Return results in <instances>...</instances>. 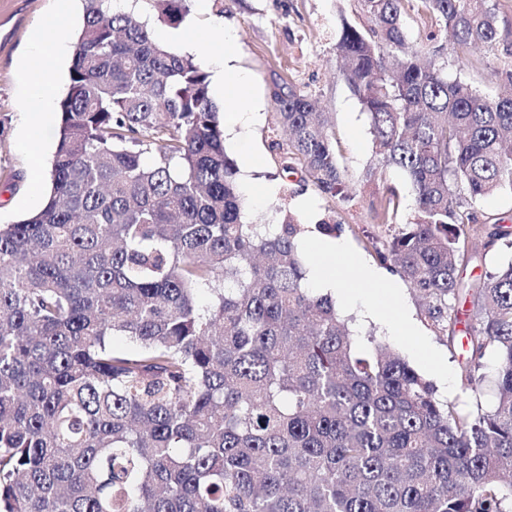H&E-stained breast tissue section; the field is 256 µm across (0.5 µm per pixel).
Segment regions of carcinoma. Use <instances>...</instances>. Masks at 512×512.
<instances>
[{
	"label": "carcinoma",
	"instance_id": "obj_1",
	"mask_svg": "<svg viewBox=\"0 0 512 512\" xmlns=\"http://www.w3.org/2000/svg\"><path fill=\"white\" fill-rule=\"evenodd\" d=\"M177 26L189 0H154ZM339 75L369 118L378 170L413 187L374 209L376 260L408 282L448 349L470 299L465 389L497 360V400L462 413L399 354L355 348L305 283L304 225L246 220L208 74L112 0H84L50 191L0 224V512H512V261L467 284L512 221V69L486 96L445 58L499 45L492 0H357ZM282 172L349 203L318 99L274 94ZM206 303L200 304V297ZM134 349L118 351L114 337ZM478 214L483 219L512 214V194L509 190L494 193L477 204Z\"/></svg>",
	"mask_w": 512,
	"mask_h": 512
}]
</instances>
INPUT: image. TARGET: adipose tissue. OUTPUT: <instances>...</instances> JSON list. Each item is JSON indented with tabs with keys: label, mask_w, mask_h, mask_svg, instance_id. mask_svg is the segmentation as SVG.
Masks as SVG:
<instances>
[{
	"label": "adipose tissue",
	"mask_w": 512,
	"mask_h": 512,
	"mask_svg": "<svg viewBox=\"0 0 512 512\" xmlns=\"http://www.w3.org/2000/svg\"><path fill=\"white\" fill-rule=\"evenodd\" d=\"M73 10V0H55L53 13L34 33L22 67L20 78L27 114L24 144L33 153L39 148L40 134L49 121L57 95L58 87L50 81L49 71L69 51L63 34L71 24ZM181 46L187 51L207 56L225 97L231 101L230 107L224 111V132L232 139L243 140L256 119V110L251 104L250 74L234 66L232 52L210 55L206 39L189 35L183 38ZM318 250L322 261L317 269V281L329 290L343 289L344 272L353 264L343 244L324 243Z\"/></svg>",
	"instance_id": "adipose-tissue-1"
}]
</instances>
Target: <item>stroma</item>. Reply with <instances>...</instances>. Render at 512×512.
Listing matches in <instances>:
<instances>
[{
  "label": "stroma",
  "instance_id": "1",
  "mask_svg": "<svg viewBox=\"0 0 512 512\" xmlns=\"http://www.w3.org/2000/svg\"><path fill=\"white\" fill-rule=\"evenodd\" d=\"M51 4L52 0H0V224L15 223L34 209L29 202L33 193L31 161L22 143L26 115L22 110L18 68L28 49L33 26L47 18ZM138 12L151 23L162 41L168 43L192 31L209 39L217 54L224 51L225 32H232L234 63L253 79L252 97L258 119L243 143H226L225 150L237 161L246 152L254 156L258 162V183L272 187L270 193L260 196L241 187L250 215L267 224H278L286 212H293L301 223L312 227L302 238L306 244L320 240L321 235L313 226L328 208L334 207L335 201L311 184L302 192L291 193L292 182L283 177L279 154L271 147L273 94L277 85L287 83L321 102L331 116L339 160L356 194L351 205L339 212L345 226L340 238L350 253L362 261L361 269L348 271V284L368 294H382L380 283L361 278L362 269L379 267L368 245L369 238L387 233L386 227L375 224L371 203L386 187H394L400 198L398 220L404 223L414 215V200L410 183L401 171L389 170L371 184L363 179L374 159L369 120L338 74L334 50L340 19L357 25L366 22L357 0H190L188 12L176 27L158 19L152 0H139ZM511 68L512 54L501 50L488 52L478 48L471 51L468 61L461 63L453 57L448 60L449 76L460 77L482 94L495 91V70ZM401 301L415 320L417 335H391L386 325L366 316L362 305L340 308V315L348 319L355 335L357 348L365 350L370 340L381 341L426 377L431 374L426 355L436 353L455 380L453 388L436 387L439 399L453 402L465 411L493 406L495 358L490 356L485 361L487 378L481 390H464L458 382L460 358L452 356L445 337L433 331L410 287H403Z\"/></svg>",
  "mask_w": 512,
  "mask_h": 512
}]
</instances>
